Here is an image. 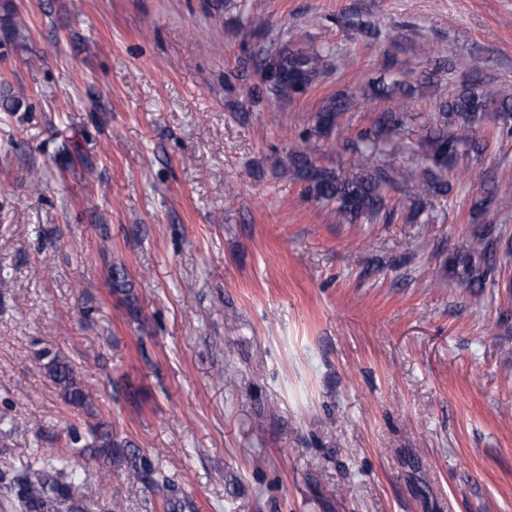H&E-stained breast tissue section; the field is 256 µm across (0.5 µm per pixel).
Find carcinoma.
I'll use <instances>...</instances> for the list:
<instances>
[{
    "mask_svg": "<svg viewBox=\"0 0 512 512\" xmlns=\"http://www.w3.org/2000/svg\"><path fill=\"white\" fill-rule=\"evenodd\" d=\"M329 56L328 47L292 50L283 46L273 54L275 69H261L262 79L273 97L292 100L304 93L325 71ZM450 62L451 69L461 71L462 79L448 98L437 103V112L418 140L416 153L421 155L424 163L419 173L389 159V153L403 150L395 137L401 134L408 118V113L395 108L375 113L370 126L358 132L351 143L356 153L352 175H339L317 166L301 146L291 149L289 165L305 182L306 194L332 207L336 223L392 220L395 209L390 207L389 191L413 177L418 180L419 193L406 207L405 220L411 224L430 223L428 201L448 196L453 183L460 179L457 166L463 155L462 141L453 128L463 126L476 132L479 139L473 141L469 149L477 153L487 147L491 137L503 133V127L496 121L512 113V86L480 79L462 60L452 58ZM396 75V62L390 59L383 65L380 75L366 83L368 94L376 99H391L397 94L406 98L412 96L415 86ZM352 108V94L346 90L336 91L317 113L318 127L332 132L341 117ZM499 242L501 236L495 234V225L484 221L482 231L473 236L471 250L448 260V279L474 298H480L481 288L494 269ZM40 360L46 375L61 389L70 404L93 409L94 393L78 379L66 358L45 351ZM89 436L90 441L84 445L80 434L75 432L70 436L77 453L108 458L118 456L127 464L126 479H141L144 463L138 455L125 451V445L115 439L112 431L101 425L91 429ZM0 491L16 512H84L81 472L66 458L42 450L33 451L21 471L0 473Z\"/></svg>",
    "mask_w": 512,
    "mask_h": 512,
    "instance_id": "1",
    "label": "carcinoma"
}]
</instances>
